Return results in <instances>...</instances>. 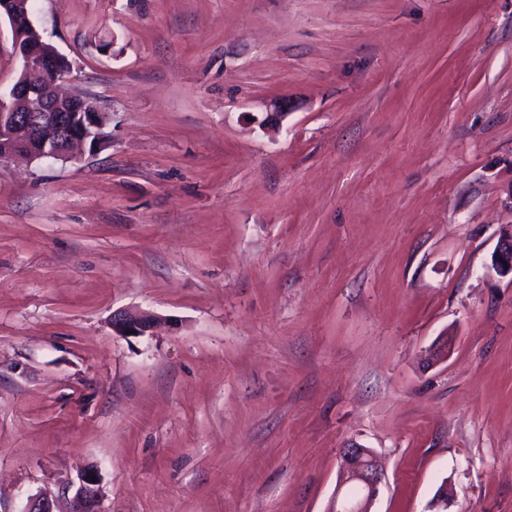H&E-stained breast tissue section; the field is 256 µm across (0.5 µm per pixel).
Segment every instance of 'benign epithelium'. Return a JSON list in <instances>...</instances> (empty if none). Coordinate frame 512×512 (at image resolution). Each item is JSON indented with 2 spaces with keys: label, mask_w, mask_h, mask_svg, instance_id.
Here are the masks:
<instances>
[{
  "label": "benign epithelium",
  "mask_w": 512,
  "mask_h": 512,
  "mask_svg": "<svg viewBox=\"0 0 512 512\" xmlns=\"http://www.w3.org/2000/svg\"><path fill=\"white\" fill-rule=\"evenodd\" d=\"M9 22L13 49L21 69L6 92L0 91V161L17 154L33 159H72L86 150L95 152L108 140L112 116L96 100L82 94H63L59 84L70 72V62L46 41L31 19L30 0H0V18ZM496 271L512 276V231L499 237L493 258ZM168 319L155 313L121 310L112 314V332L143 336ZM339 486L352 484L360 495L335 497L332 512H372L384 473L373 452L359 445L339 450ZM71 495L69 512H104L98 473L89 469L62 485ZM25 512H56L55 501L31 496Z\"/></svg>",
  "instance_id": "1"
}]
</instances>
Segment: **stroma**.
<instances>
[{
    "instance_id": "stroma-1",
    "label": "stroma",
    "mask_w": 512,
    "mask_h": 512,
    "mask_svg": "<svg viewBox=\"0 0 512 512\" xmlns=\"http://www.w3.org/2000/svg\"><path fill=\"white\" fill-rule=\"evenodd\" d=\"M31 14L112 126L0 163V512H330L351 442L373 512H512V0ZM496 271L502 276H511L512 281V229L499 237L493 258ZM168 320L151 312L121 310L112 314V332L120 336H144L154 333ZM70 510L67 512H104L102 508V492L98 473L88 469L78 477V484L74 481H65L62 485V494L69 496Z\"/></svg>"
}]
</instances>
